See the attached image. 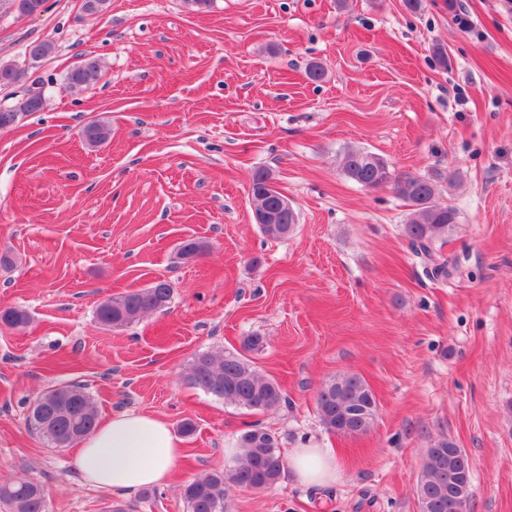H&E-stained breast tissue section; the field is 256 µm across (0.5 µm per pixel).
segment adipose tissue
<instances>
[{
  "mask_svg": "<svg viewBox=\"0 0 512 512\" xmlns=\"http://www.w3.org/2000/svg\"><path fill=\"white\" fill-rule=\"evenodd\" d=\"M180 455L181 444L163 418L120 413L82 441L74 466L89 484L127 495L168 485ZM288 466L307 485L324 487L336 479V462L321 448L293 449Z\"/></svg>",
  "mask_w": 512,
  "mask_h": 512,
  "instance_id": "1",
  "label": "adipose tissue"
}]
</instances>
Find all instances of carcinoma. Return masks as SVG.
I'll use <instances>...</instances> for the list:
<instances>
[{
  "label": "carcinoma",
  "instance_id": "obj_1",
  "mask_svg": "<svg viewBox=\"0 0 512 512\" xmlns=\"http://www.w3.org/2000/svg\"><path fill=\"white\" fill-rule=\"evenodd\" d=\"M47 0H0V10L16 14L35 7H45ZM23 70L15 64L0 63V86L18 82ZM103 77V63L87 57L66 73L65 80L73 89H88ZM42 91L30 93L14 105L0 108V129L15 126L25 117L44 109ZM111 134L108 122L93 121L85 126V141L96 146ZM345 176L356 184L376 188L390 183L398 197L409 207L404 230L412 254L420 259L426 273L435 280L451 275L455 262L436 248L448 237L457 223V211L443 202L433 181L412 174L393 175L387 161L365 149L347 150L341 160ZM273 177L270 170L259 168L251 174L248 198L256 207L273 212L277 223L261 224L260 231L272 239L291 234L298 224V213L292 207H281L282 194L262 193L264 182ZM207 245L186 240L179 245L182 259L191 261L201 256ZM173 288L168 281L153 282L148 287L110 296L96 307V318L107 329H123L145 315L168 307ZM30 314L17 307L0 310V324L24 329ZM264 338L249 336L242 350L202 352L194 356L187 368L186 380L195 388L246 410L276 411L288 404L279 382L263 374L244 352L259 348ZM43 409H33L26 416L28 429L51 448L78 443L97 426L98 407L79 382L53 386L38 394ZM316 408L323 427L346 436L363 435L373 427L378 405L366 381L356 373L338 375L326 381L316 395ZM239 454L222 470L202 472L182 487L187 512H231L230 488L255 491L278 483L286 470L276 432L259 424L243 431L238 439ZM473 465L468 454L456 444L441 439L427 449L415 484L419 512H462L470 507L473 497ZM47 492L38 481L15 475L0 481V509L3 512H47Z\"/></svg>",
  "mask_w": 512,
  "mask_h": 512
}]
</instances>
